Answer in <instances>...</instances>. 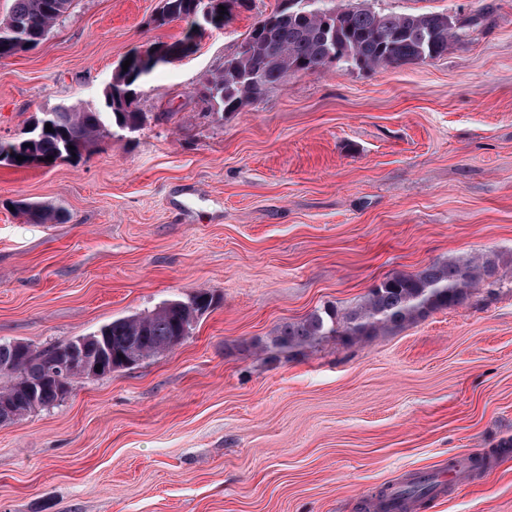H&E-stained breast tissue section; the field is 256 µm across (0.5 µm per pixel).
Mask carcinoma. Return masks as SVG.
<instances>
[{"label":"carcinoma","mask_w":512,"mask_h":512,"mask_svg":"<svg viewBox=\"0 0 512 512\" xmlns=\"http://www.w3.org/2000/svg\"><path fill=\"white\" fill-rule=\"evenodd\" d=\"M73 0H14L9 16L0 21V57L12 55L21 43L37 44L70 9ZM282 0L275 11L260 16L238 50L224 57L221 68L208 77L199 95L207 110L232 113L263 98L290 73H314L342 63L360 70L398 66L441 57L460 38L448 15L437 12L391 14L376 10L368 0L343 8L336 0H307L296 9ZM195 0H163L153 19L157 26L192 18ZM128 70H121L94 106L60 105L50 111V132L26 130L14 141L0 140V162L15 167H52L81 156L91 143L112 135V129L135 132L144 113L139 107L140 81L157 62L141 64L135 54ZM74 149H69V146ZM26 157L19 162L16 156ZM53 160L47 161L45 157ZM31 221L48 224L60 218L49 204L17 203ZM497 256L434 263L414 273H395L373 285L356 308L341 312L325 306L307 316L283 323L276 333L255 343L260 350L292 353L313 342L337 338L344 344L380 331L412 323L427 314L450 309L463 302L482 281H500ZM215 304L204 290L191 298L162 302L153 310L118 318L100 327L96 339L86 342L85 357L98 355V337L112 350V370L128 351L139 359L173 349L190 336L200 318ZM58 348L35 351L23 341L0 343V407L12 416L0 415V424L12 423L61 399L56 386L46 380L54 367ZM37 390L32 401L28 387ZM436 488L435 476L423 474L392 490V506L401 501H423Z\"/></svg>","instance_id":"obj_1"}]
</instances>
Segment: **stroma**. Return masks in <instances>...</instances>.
<instances>
[{
  "label": "stroma",
  "mask_w": 512,
  "mask_h": 512,
  "mask_svg": "<svg viewBox=\"0 0 512 512\" xmlns=\"http://www.w3.org/2000/svg\"><path fill=\"white\" fill-rule=\"evenodd\" d=\"M255 0L217 29L154 26L161 0H73L0 60V139L97 102L118 63L192 34L143 83L140 130L53 167L0 163V342L43 350L196 291L217 303L175 348L82 379L0 425V512H512V269L460 305L345 346L253 343L394 273L512 259V0H373L459 26L448 54L287 76L207 114L198 89ZM18 201L54 205L32 224ZM435 476L423 474L406 484L393 488L391 494L392 507H397L400 501H423L436 488Z\"/></svg>",
  "instance_id": "35a3bbf8"
}]
</instances>
